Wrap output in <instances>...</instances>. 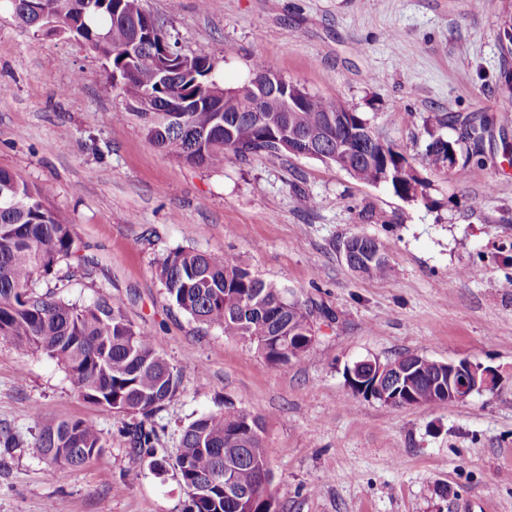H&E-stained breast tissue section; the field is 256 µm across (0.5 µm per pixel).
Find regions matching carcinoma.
Segmentation results:
<instances>
[{
    "label": "carcinoma",
    "mask_w": 512,
    "mask_h": 512,
    "mask_svg": "<svg viewBox=\"0 0 512 512\" xmlns=\"http://www.w3.org/2000/svg\"><path fill=\"white\" fill-rule=\"evenodd\" d=\"M26 2L0 0V8L28 25L36 17L25 16ZM44 2L58 27L73 32L111 68L124 73L129 80L121 89L126 111L115 117L120 121L134 117L142 128H156V136L148 140L159 149L191 165L219 168L229 153L241 158L284 156L288 148H278L277 139L285 131L298 133L307 150L329 159L336 156V143L349 145L348 165L354 178L375 185L386 171L387 185L395 194L413 201L427 199L428 179L340 100L305 92L303 107L285 112L281 98L258 97L253 85L244 83L220 89L224 125L219 126L207 106L211 89L220 85L211 58L192 55L185 70H173L171 76L155 82L157 71L182 52L163 25L143 9L141 0H110L121 9L107 12L93 6L80 9L84 0ZM498 42L504 61H509L511 22L499 30ZM147 93L160 111L145 112L139 107L140 97ZM179 103L186 104L180 113L183 124L174 126L162 109ZM490 125L487 117L470 120L465 139L480 145ZM454 153L452 142L433 139L426 149L429 169L465 179L467 163L454 162ZM72 260L98 266L81 254L73 225L56 220L24 180L0 170V338L12 341L23 354L40 352L55 360L85 401L140 416L122 432L132 447L150 459L153 469L162 471L167 460L153 416L176 396L179 375L157 350L154 337L135 329L106 296L86 305L59 296L66 277L58 275V267ZM348 266L372 278H386L392 272L387 258L376 256L372 239L363 235L352 237ZM156 271L171 300L192 320L249 341L270 364L286 365L313 346L311 311L286 300L282 289L252 276L232 255L218 259L205 252L178 250L161 258ZM49 276L56 277L54 287L39 291L36 281ZM393 364L402 372L414 373L411 380L398 385L402 391L409 390L406 403L438 405L432 388L440 376L447 375L441 362L406 353ZM254 428H262L258 417L220 410L183 429L174 468L186 495L185 512H269L279 505L270 490L272 473L263 440L250 435ZM105 444L95 424L62 419L43 424L30 447L55 475L84 465L101 454ZM228 475L251 497L242 502L225 497Z\"/></svg>",
    "instance_id": "obj_1"
}]
</instances>
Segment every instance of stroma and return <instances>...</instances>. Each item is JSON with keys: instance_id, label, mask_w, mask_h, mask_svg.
Masks as SVG:
<instances>
[{"instance_id": "35a3bbf8", "label": "stroma", "mask_w": 512, "mask_h": 512, "mask_svg": "<svg viewBox=\"0 0 512 512\" xmlns=\"http://www.w3.org/2000/svg\"><path fill=\"white\" fill-rule=\"evenodd\" d=\"M182 52L204 54L225 88L255 58L306 92L367 119L430 186L408 201L384 185L299 156H227L219 169L151 144L99 54L0 11V169L73 225L93 272L61 266L66 300L110 297L180 377L158 411L169 458L193 419L259 417L280 512H512V90L497 34L512 0H142ZM492 119L465 180L430 171L432 113ZM314 205H307V198ZM375 239L392 273L352 270L344 242ZM234 255L311 310L301 359L266 362L256 346L194 322L156 273L163 255ZM414 352L496 370L497 392L452 406L394 407L352 394L365 358ZM84 419L101 455L50 476L31 442L42 423ZM125 416L82 400L41 353L0 338V512H183L175 468L154 472L119 429Z\"/></svg>"}]
</instances>
